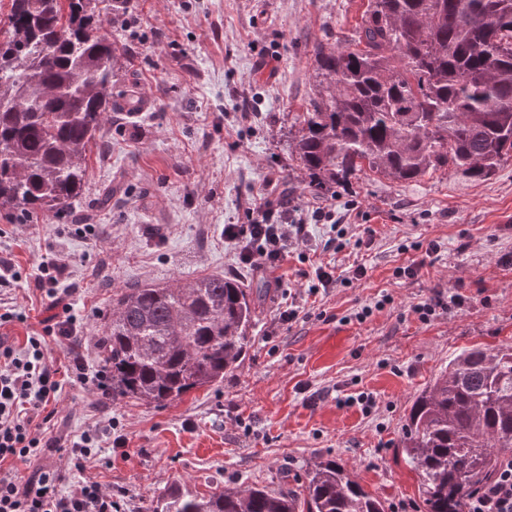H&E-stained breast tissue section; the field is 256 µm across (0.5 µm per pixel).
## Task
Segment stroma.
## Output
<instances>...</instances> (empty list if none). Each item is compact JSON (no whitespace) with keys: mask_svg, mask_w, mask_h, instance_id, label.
I'll list each match as a JSON object with an SVG mask.
<instances>
[{"mask_svg":"<svg viewBox=\"0 0 512 512\" xmlns=\"http://www.w3.org/2000/svg\"><path fill=\"white\" fill-rule=\"evenodd\" d=\"M368 0H130L112 36L125 56L114 93L135 89L143 112H109L71 211L27 224L0 217V259L17 276L0 285V339L23 346L41 331L49 300L34 285L42 258L61 254L78 332L49 340L54 366L81 351L102 364L112 301L129 288L217 274L264 293L251 340L220 386L167 407L111 400L91 383L63 379L52 404L66 440L104 435L84 469L69 451L34 463L60 476L62 492L92 478L125 491L124 512H148L172 485L206 495L237 486L300 491L321 461L346 467L386 512L417 503L399 443L415 397L462 349L512 346V160L471 182L438 171L397 183L371 171L316 194L296 170L286 134L315 96L316 45L352 35ZM266 198L308 226L278 269L238 264L224 227L247 223ZM323 209L325 219L313 213ZM419 262L414 276L398 268ZM334 269L308 292L318 265ZM366 270L353 279L356 266ZM466 304L430 321L413 308L436 292ZM299 316L279 315L289 304ZM373 307L365 321L355 315ZM373 393L371 414L347 404ZM118 421L128 445L106 434Z\"/></svg>","mask_w":512,"mask_h":512,"instance_id":"35a3bbf8","label":"stroma"}]
</instances>
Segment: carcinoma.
Instances as JSON below:
<instances>
[{
  "label": "carcinoma",
  "instance_id": "1",
  "mask_svg": "<svg viewBox=\"0 0 512 512\" xmlns=\"http://www.w3.org/2000/svg\"><path fill=\"white\" fill-rule=\"evenodd\" d=\"M109 2L104 8L99 4ZM10 0L0 20V214L18 224L71 208L87 152L114 109L112 5ZM352 46L315 49L316 93L288 140L325 192L364 169L394 182L429 171L491 177L512 158V0H370ZM261 292L222 275L129 288L112 303V398L158 407L236 367ZM420 512H466L512 450V346L461 350L416 397L400 441ZM385 512L334 460L301 493L177 486L151 512Z\"/></svg>",
  "mask_w": 512,
  "mask_h": 512
}]
</instances>
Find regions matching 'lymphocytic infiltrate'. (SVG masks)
<instances>
[{
    "label": "lymphocytic infiltrate",
    "instance_id": "obj_1",
    "mask_svg": "<svg viewBox=\"0 0 512 512\" xmlns=\"http://www.w3.org/2000/svg\"><path fill=\"white\" fill-rule=\"evenodd\" d=\"M244 224L224 227L240 262L277 267L290 245L302 241L306 226L299 221L275 218L271 202H256ZM69 275V266L58 254L40 263L36 285L45 291L55 313L37 336L27 337L22 350L0 342V463L28 460L40 452L62 451L53 435L49 409L61 387L57 368L46 357L48 338L69 339L77 331L66 293L58 285ZM0 512H122L119 497L103 492L100 483L88 480L70 494H60L53 472L37 471L28 478L0 474ZM468 512H512V457H505L496 478L473 491Z\"/></svg>",
    "mask_w": 512,
    "mask_h": 512
}]
</instances>
